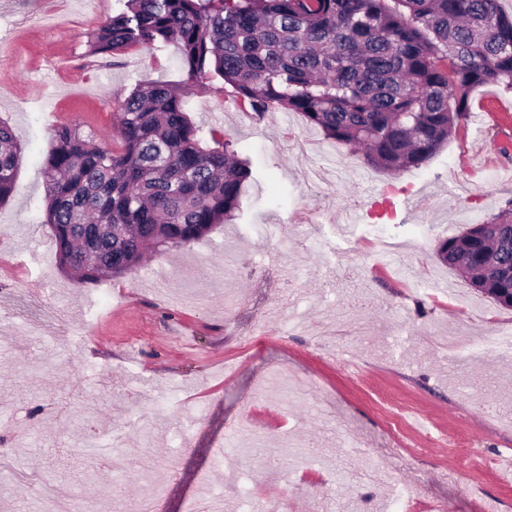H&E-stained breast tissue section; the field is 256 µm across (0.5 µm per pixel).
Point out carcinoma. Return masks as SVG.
Listing matches in <instances>:
<instances>
[{
    "label": "carcinoma",
    "instance_id": "obj_1",
    "mask_svg": "<svg viewBox=\"0 0 512 512\" xmlns=\"http://www.w3.org/2000/svg\"><path fill=\"white\" fill-rule=\"evenodd\" d=\"M88 35V53L171 45L184 82H148L118 98L103 146L80 125L55 130L45 160L44 222L61 268L121 276L155 251L187 246L240 211L254 179L224 132L202 145L185 110L191 86L233 97L262 119L296 112L364 150L389 173L416 169L470 116L471 92L512 93V13L501 0H121ZM20 147L0 123V202ZM472 287L512 288V209L436 245Z\"/></svg>",
    "mask_w": 512,
    "mask_h": 512
}]
</instances>
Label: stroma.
I'll use <instances>...</instances> for the list:
<instances>
[{"instance_id": "stroma-1", "label": "stroma", "mask_w": 512, "mask_h": 512, "mask_svg": "<svg viewBox=\"0 0 512 512\" xmlns=\"http://www.w3.org/2000/svg\"><path fill=\"white\" fill-rule=\"evenodd\" d=\"M118 0H0V121L20 146L0 202V512H390L394 495L450 512H512V354L443 355L458 328L492 338L512 308L437 259L438 240L512 206L504 170L512 94L471 95L474 120L420 168L390 174L294 112L251 118L207 88L187 114L210 145L223 127L253 186L242 211L193 244L120 277L77 281L44 222L43 162L55 129L106 146L116 99L184 80L174 48L87 56ZM362 219L339 231L343 213ZM384 224L409 280L377 272ZM240 468L213 450L228 431ZM108 433L113 479L82 442Z\"/></svg>"}]
</instances>
